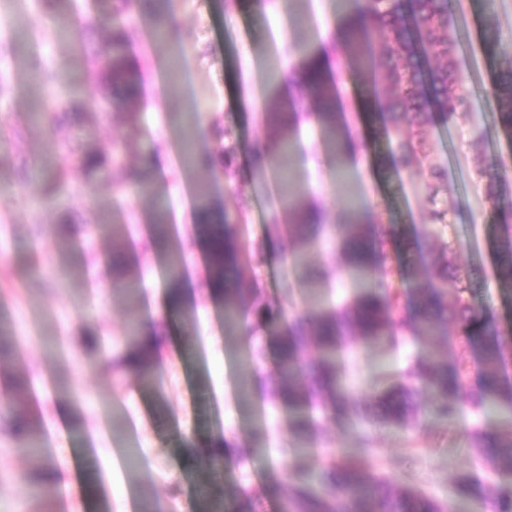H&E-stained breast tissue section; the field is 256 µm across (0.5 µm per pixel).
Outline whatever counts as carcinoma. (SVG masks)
I'll use <instances>...</instances> for the list:
<instances>
[{"label": "carcinoma", "instance_id": "obj_1", "mask_svg": "<svg viewBox=\"0 0 512 512\" xmlns=\"http://www.w3.org/2000/svg\"><path fill=\"white\" fill-rule=\"evenodd\" d=\"M494 5L495 0H486L483 43L487 47L494 46L497 40ZM344 10L347 15L355 16L347 27L344 44L338 49L335 41L328 40L321 44V54L336 56L339 66L346 68L370 67L375 57H381L380 71L374 77L384 91L378 112L384 119V132L396 142L394 164L406 168L425 147V128L431 120V111H438L447 120L466 107L448 0H346ZM134 39L132 29L120 22L114 23L112 56L94 61L90 68L94 80L112 85V107L127 110L126 118L131 123L139 120L134 108L137 86L145 72L142 66H131L124 53ZM300 54V62L288 71L285 111L263 115V140L253 149L251 159L255 174L261 177L285 180L292 134L309 115L314 117L331 146H336L335 82L317 62L316 53L302 47ZM423 54L437 62L427 84L422 82L419 70ZM492 89L499 124L511 137L512 68L496 75ZM304 98L315 102V112L298 111ZM79 100L80 93L73 92L63 112H44L40 119L52 126L63 117L70 119L79 111ZM213 137L217 148L207 157L197 156L196 164H207L213 170L222 168L226 173L234 171L238 149L232 128L217 123L213 126ZM113 162L112 156L88 154L83 166L93 173L110 170ZM125 191L131 197L151 191L149 166L128 174ZM197 198L200 210L208 215L198 230L209 268L206 287L211 299L222 308L224 319L236 325L244 317L250 320L252 330H266L271 324L279 323V329L274 332L278 390L281 400L289 405V430L302 432L312 428L305 407L314 399L332 414L354 408L342 369L334 357L336 350L353 340L379 347L396 335L434 336L447 325L453 327L464 347H476L480 351L476 384L467 383L465 357L450 364L433 355L418 354L406 372L411 384L384 394V419L395 426L407 422L406 401L414 394V384L429 393L426 411L444 419L456 416L465 403L482 413L501 406L512 410V378L504 372L495 317L476 309L461 295L454 303H448L445 284L450 279H464L466 273L448 262V245L439 235L431 233L429 238L441 245L440 259L434 264L435 277L441 284L426 289L416 308L410 311L401 302L400 285L393 274L399 252L392 231L381 223L363 224L350 215L341 224H330L322 207L301 197H280L276 203L288 212L285 232L291 236L293 244V251L286 257L287 274L293 275L305 266L306 250L332 240L340 255V270L356 277L372 274L379 284L377 289H360L339 304L317 303L304 308L300 315L287 317L264 303L259 283L243 287L241 270L262 250L261 244L244 238L241 233L240 225L248 223L247 215L240 212L231 222L213 211L207 190H199ZM490 201L502 216L497 243L498 278L505 284H512V193L492 195ZM168 274V297L175 310L191 314L183 304L177 263H171ZM245 293L253 297L248 308L243 305ZM313 345L321 352L317 359L308 358V350ZM163 351L164 343H147L140 336V328L135 326L128 334V342L112 352V371L120 375L132 372L146 378L159 364ZM30 399V391L22 385L7 395L0 408L8 416L11 435L32 463L27 476L40 489L43 483L34 476L45 469L39 448L42 425L39 414L30 406ZM471 449L494 467L512 471V436L503 439L477 431ZM460 489L462 495L476 500L490 498L486 486L470 478ZM288 499L292 512H451V508L407 484L390 486L378 481L366 473L362 461L334 454L314 480L292 481ZM490 499L494 512H512V489L500 488ZM234 512H262L259 499L247 490L242 491Z\"/></svg>", "mask_w": 512, "mask_h": 512}]
</instances>
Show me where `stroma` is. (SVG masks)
I'll return each instance as SVG.
<instances>
[{"label": "stroma", "mask_w": 512, "mask_h": 512, "mask_svg": "<svg viewBox=\"0 0 512 512\" xmlns=\"http://www.w3.org/2000/svg\"><path fill=\"white\" fill-rule=\"evenodd\" d=\"M453 3L457 58L470 92L468 111L448 120L435 117L427 128L426 154L412 167L397 169L376 122L353 108L358 99L375 95L367 75L337 70L347 137L365 144L363 160L372 180L363 182L358 172H350L357 199L349 201L336 178L335 157L307 124L295 148L292 181L302 197L323 207L330 223H338L353 207L367 220L396 229L408 302L430 285L435 253L426 238L429 203L447 208L449 256L473 279L464 295L493 312L512 376V288L497 278L500 217L487 200L501 181L512 183V139L496 121V101L484 94L499 71L512 67V0L496 2L499 38L490 51L482 40L484 0ZM177 10L181 26L161 45L154 40V20L135 7L124 15L137 32L127 52L146 68L143 116L131 126L119 111H102L101 93L88 77L92 57L112 49L108 5L102 0H0V85L8 88L0 94V312L10 330L0 342V395L30 378L38 384L32 400L45 425L43 457L50 470H69L73 479L71 488L52 486L55 512H99L103 503L110 512H141L149 499L170 501L174 512H197L206 486L225 504H233L246 489L259 497L263 512H282L289 480L315 474L329 453L359 456L357 438L363 432L374 448L367 462L370 475L392 484L412 475L417 491L457 512H475L480 503L459 496V478L468 475L492 488L512 482V474L494 472L460 444L459 436L479 429L510 435L512 411L500 408L483 416L465 409L447 421L425 413L402 428L374 412L391 377L416 353L449 360L463 355L453 332L406 339L385 350L357 342L337 353L365 416L327 413L312 432H289V411L275 394L277 354L268 333L225 332L221 309L200 290L207 276L203 255L189 227L177 223L170 228V245L185 256L196 317L190 323L170 313L172 336L154 387L143 388L131 374L115 375L108 356L82 354L85 337L125 335L130 313L149 319L152 307L167 294L164 261L154 254L143 269L146 280L138 285L136 305L111 290L113 259L130 262L136 256L124 244L126 225H137L139 242L147 243L155 197L164 198L172 213L187 215L195 210L201 184L208 185L213 204L226 214L247 211L250 238L264 244L254 266L243 270L244 281L260 278L264 301L289 314L300 311L310 296L299 279L281 275L292 246L281 224L272 220L271 180L250 171V150L262 126L248 112L246 100L260 97L267 112L277 111L279 104L255 50L277 29L281 9L260 10L251 0L232 6L224 0H177ZM331 13L329 0H296L295 20L276 45L278 60L295 64L286 52L292 43L318 46L321 32L313 20ZM73 91L81 92L86 103L83 124L51 128L35 123L37 114L63 108ZM190 99L201 107L193 115L197 152L212 147V115L236 131L235 172L182 166L174 116ZM67 139L79 153L109 154L121 139L129 140L132 149L109 172L91 176L73 161L60 179L52 147ZM160 149L168 152L170 166L156 174L152 194L125 200L116 188L128 167ZM481 166L488 173L480 179L476 170ZM436 167L446 171L445 180L431 179ZM56 179L61 188L51 202L44 190ZM240 183L246 189L238 194L234 187ZM32 224L40 227L36 243L28 237ZM62 224H95L99 234L92 240L78 235L64 241L57 236ZM16 341L25 347L21 364L10 356ZM59 408L69 409L68 422L55 419ZM220 436L227 442L224 475L213 485L207 456L189 457L185 450L195 441ZM241 444L253 450L242 462L235 452ZM17 446L0 429V512H37L40 501L22 477L28 464ZM159 471L168 474V482L157 481Z\"/></svg>", "instance_id": "obj_1"}]
</instances>
